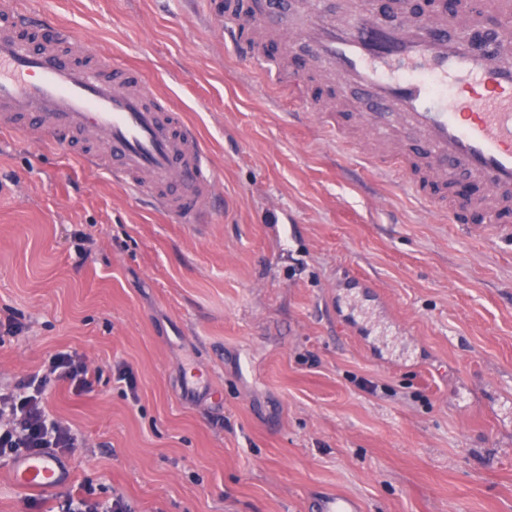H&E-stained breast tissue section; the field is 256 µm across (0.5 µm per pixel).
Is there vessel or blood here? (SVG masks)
<instances>
[{
  "label": "vessel or blood",
  "mask_w": 512,
  "mask_h": 512,
  "mask_svg": "<svg viewBox=\"0 0 512 512\" xmlns=\"http://www.w3.org/2000/svg\"><path fill=\"white\" fill-rule=\"evenodd\" d=\"M499 23L463 7L411 19L397 0L383 14L378 0H302L289 27L272 4L224 13V36L266 88L279 87L285 56L303 47L315 68L338 88L355 89L367 104L345 127L341 104L304 103L324 132L348 152L397 174L414 198L466 233L512 242V0H488ZM457 27L449 35V27ZM277 39L276 60L262 47ZM92 44H76L68 26L33 20L19 0H0V131L31 127L62 146L81 137L111 155L82 150L85 164L106 167L137 196H146L182 224L197 223L213 196L214 176L194 125L160 97L139 72L89 63ZM466 175L481 191L466 203L435 193ZM9 481L27 494L66 485L68 469L44 452L12 463ZM315 512H361L342 494L325 496Z\"/></svg>",
  "instance_id": "b4317fda"
}]
</instances>
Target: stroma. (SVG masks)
<instances>
[{"label": "stroma", "instance_id": "obj_1", "mask_svg": "<svg viewBox=\"0 0 512 512\" xmlns=\"http://www.w3.org/2000/svg\"><path fill=\"white\" fill-rule=\"evenodd\" d=\"M198 129L207 223L143 207L42 132L0 134V388H46L69 491L130 512H512V244L466 237L301 109L255 90L206 0H27ZM92 254L82 264V238ZM222 404L187 397V362ZM131 367L136 386L117 379ZM0 471V512H56ZM315 512H361V506L342 494L325 496L314 509Z\"/></svg>", "mask_w": 512, "mask_h": 512}]
</instances>
